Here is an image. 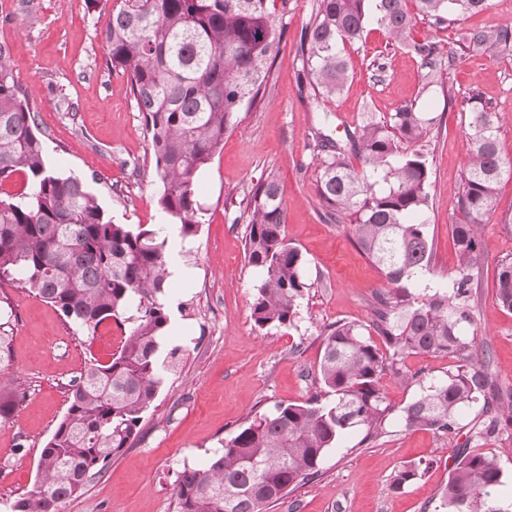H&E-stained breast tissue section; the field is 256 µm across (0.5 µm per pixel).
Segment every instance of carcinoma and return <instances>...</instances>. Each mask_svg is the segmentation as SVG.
Wrapping results in <instances>:
<instances>
[{
    "label": "carcinoma",
    "instance_id": "cac0c4a2",
    "mask_svg": "<svg viewBox=\"0 0 512 512\" xmlns=\"http://www.w3.org/2000/svg\"><path fill=\"white\" fill-rule=\"evenodd\" d=\"M275 0H120L100 36L106 68L128 77L145 117L159 183L158 205L194 236L203 211L197 177L224 146L236 113L253 105L270 76L269 60L285 27L272 17ZM490 0H314L298 53L314 93L340 94L349 80L345 49L362 41L375 22L402 44L420 19L435 28L484 11ZM408 48L424 71L425 85L447 78L467 54L499 62L512 59V26L461 28L448 48L431 40ZM0 44V282L8 281L56 307L66 322L95 334L107 320L129 323L120 350L90 364L71 384L67 412L42 448L39 484L15 499L9 512H59L89 477L129 447L162 383L158 351L170 314L163 295L171 272L164 229L116 224L78 177L49 163L35 111L21 92ZM448 94V107L458 102ZM469 112L461 218L451 225L458 265L452 291L414 300L406 282L430 266L426 231L431 168L426 154L403 147L425 138L436 118L406 103L378 117L368 112L342 140L314 133L317 193L325 216L351 217L356 244L392 288L374 293L373 331L393 355L404 351L450 357L455 369L436 379L401 409L408 429L456 433L460 412L479 401L486 439L512 425V392L490 380V357L477 354L464 326L473 324L482 264V224L495 213L497 187L512 176V160L498 148V115L479 93L464 96ZM362 160L354 168L351 158ZM27 177L12 194L2 186ZM246 224V258L262 280L251 306L259 328L291 325L311 287L305 260L286 239L285 208L276 180L249 194L235 221ZM496 297L512 312V259L498 265ZM324 350L315 383L320 392L302 404H278L239 427L224 452L186 467L176 478L178 512H266L300 484L317 477L326 453L351 430L364 439L385 431L392 408L382 377L390 361L362 327L337 321L324 327ZM18 393L0 382V419L12 416ZM429 464L410 463L393 476L399 492L419 480ZM503 472L495 455L457 453L448 482L437 493L440 512H505L496 497Z\"/></svg>",
    "mask_w": 512,
    "mask_h": 512
}]
</instances>
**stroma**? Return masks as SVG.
Instances as JSON below:
<instances>
[{
    "label": "stroma",
    "mask_w": 512,
    "mask_h": 512,
    "mask_svg": "<svg viewBox=\"0 0 512 512\" xmlns=\"http://www.w3.org/2000/svg\"><path fill=\"white\" fill-rule=\"evenodd\" d=\"M114 2L98 0L92 7L87 0H0V38L9 42L8 65L38 114L54 168L83 179L113 222L152 228L166 218L157 204L145 120L126 76L107 70L100 37ZM312 3L290 0L282 18L288 31L270 61L261 101L238 112L199 181L204 211L198 234L169 237L168 252L177 253L192 274L166 291L171 323L159 352L179 349L180 362L163 371L134 442L60 512H177L179 471L222 453L240 426L275 404H299L314 394L323 325L337 320L369 325L372 296L387 283L357 248L350 222L322 216L314 129L340 136L365 113L380 116L409 102L436 116L425 140L432 172L427 226L432 260L410 286L419 298L450 286L456 265L450 226L459 217L455 203L463 186L469 115L449 107L448 95L477 90L498 112L499 150L512 158V62L468 55L457 62L448 84L428 87L407 44L445 45L456 29L419 20L401 45L371 24L360 48L347 51L350 80L343 93L321 99L299 86V36ZM376 60L385 64L379 75L372 66ZM271 175L278 178L286 210L285 235L306 262L310 288L292 325L261 329L251 317L261 275L247 263L245 226L237 218L253 187ZM481 249L479 300L474 323L464 332L474 335L475 348L489 350L496 385L512 391V313L496 300L498 265L512 257V178L498 186ZM3 296L11 307L5 375L17 379L20 396L11 419L0 420V512L36 487L40 453L66 413L72 382L90 363L109 361L125 337L123 327L109 321L96 335H86L53 305L6 281L0 283ZM395 365L420 381L406 386L384 377L393 408L385 434L365 444L361 432L351 433L327 453L320 477L267 512H435L436 493L464 445L498 456L505 474L498 500L512 506V426L473 439L485 419L476 404L461 412L455 435L405 429L400 409L419 394L421 383L443 377L453 362L409 351L399 354ZM420 461L428 465L422 478L394 492V472Z\"/></svg>",
    "instance_id": "obj_1"
}]
</instances>
